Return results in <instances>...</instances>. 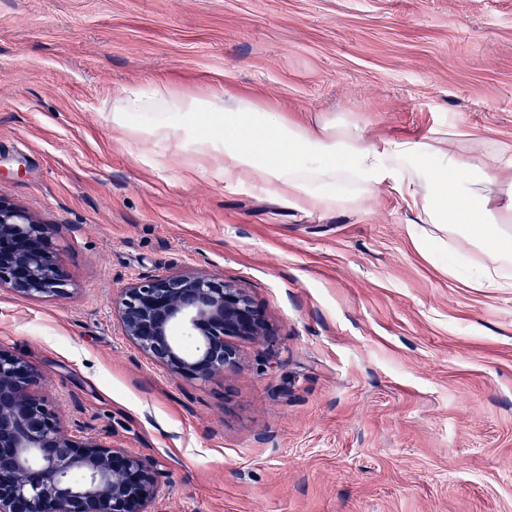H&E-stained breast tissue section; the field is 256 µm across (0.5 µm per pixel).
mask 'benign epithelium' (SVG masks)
I'll return each instance as SVG.
<instances>
[{
  "mask_svg": "<svg viewBox=\"0 0 512 512\" xmlns=\"http://www.w3.org/2000/svg\"><path fill=\"white\" fill-rule=\"evenodd\" d=\"M66 285L48 226L0 200V289L63 297ZM119 313L129 340L191 380L237 368L234 339L263 332L250 299L220 277L161 275L134 283ZM38 384L26 361L0 347V512H149L153 469L121 448L65 432Z\"/></svg>",
  "mask_w": 512,
  "mask_h": 512,
  "instance_id": "1",
  "label": "benign epithelium"
}]
</instances>
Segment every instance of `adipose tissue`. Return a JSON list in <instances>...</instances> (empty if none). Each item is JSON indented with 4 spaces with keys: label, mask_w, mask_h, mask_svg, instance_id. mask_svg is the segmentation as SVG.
Returning <instances> with one entry per match:
<instances>
[{
    "label": "adipose tissue",
    "mask_w": 512,
    "mask_h": 512,
    "mask_svg": "<svg viewBox=\"0 0 512 512\" xmlns=\"http://www.w3.org/2000/svg\"><path fill=\"white\" fill-rule=\"evenodd\" d=\"M111 112L122 130L135 113H157L148 136L183 140L191 176L270 190L304 212L356 210L388 190L412 223L435 225L480 254L478 287L512 286V145L483 137L487 151L477 159L452 131L373 139L348 119L300 124L244 96L163 85L116 94Z\"/></svg>",
    "instance_id": "ef3b65f1"
}]
</instances>
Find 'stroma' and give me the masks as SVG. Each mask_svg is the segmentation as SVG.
<instances>
[{
  "mask_svg": "<svg viewBox=\"0 0 512 512\" xmlns=\"http://www.w3.org/2000/svg\"><path fill=\"white\" fill-rule=\"evenodd\" d=\"M153 85L512 143V0H0V200L68 280L0 291V347L61 422L146 459L152 512H512V288L387 191L303 212L188 178L177 141L112 125ZM169 274L249 297L240 370L188 380L124 335L123 288Z\"/></svg>",
  "mask_w": 512,
  "mask_h": 512,
  "instance_id": "1",
  "label": "stroma"
}]
</instances>
